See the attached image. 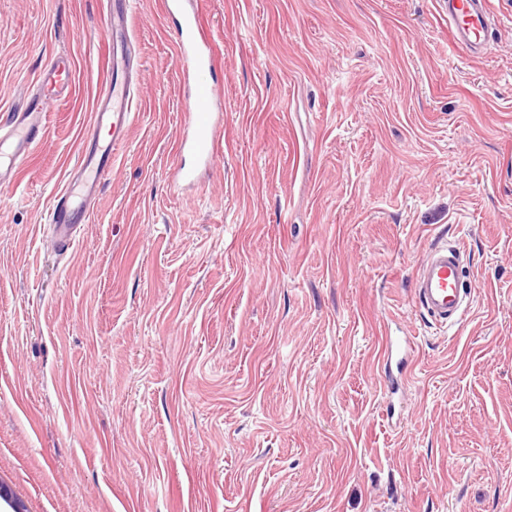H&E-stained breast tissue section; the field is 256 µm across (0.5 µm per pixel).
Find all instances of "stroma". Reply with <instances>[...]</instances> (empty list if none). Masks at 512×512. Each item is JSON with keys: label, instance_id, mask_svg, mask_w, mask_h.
I'll return each instance as SVG.
<instances>
[{"label": "stroma", "instance_id": "stroma-1", "mask_svg": "<svg viewBox=\"0 0 512 512\" xmlns=\"http://www.w3.org/2000/svg\"><path fill=\"white\" fill-rule=\"evenodd\" d=\"M206 0L223 160L170 172L179 15L133 0L141 99L72 249L48 211L106 76L102 0H0V113L73 62L0 186V484L24 512H512V0ZM475 285L416 307L434 243ZM416 338L405 388L376 366ZM455 45L468 56L480 54L492 32L488 0H442ZM464 250L438 242L429 247L417 266L414 292L420 308L438 326L460 323L469 308L472 284L463 275ZM386 331L384 336L382 358L377 365V371L388 391L393 390L397 379L394 378L391 362L393 356L398 357L397 369H407L409 365V357L413 350V342L411 339L404 337L402 339H392Z\"/></svg>", "mask_w": 512, "mask_h": 512}]
</instances>
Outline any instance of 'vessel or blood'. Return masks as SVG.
Returning a JSON list of instances; mask_svg holds the SVG:
<instances>
[{"instance_id":"vessel-or-blood-1","label":"vessel or blood","mask_w":512,"mask_h":512,"mask_svg":"<svg viewBox=\"0 0 512 512\" xmlns=\"http://www.w3.org/2000/svg\"><path fill=\"white\" fill-rule=\"evenodd\" d=\"M455 45L467 55L480 54L492 32L493 13L488 0H442ZM132 0H107L101 25L109 43L106 88L82 137L77 163L67 173L48 216L49 230L59 250H68L82 224L91 217L90 206L101 192L112 168L115 151L124 145L136 116L138 63L131 52ZM165 13L182 11L176 50L182 74L192 92L183 101L184 120L178 153L194 155L201 165L214 167L222 160L224 114L214 86L219 65L214 41L201 27V12H183V0H162ZM72 65L56 57L20 108L0 114V182H12L42 145L50 100L71 91ZM460 246L443 242L429 247L417 266L414 292L420 308L440 327L460 323L469 308L472 284L463 275ZM413 350L409 338H385L377 370L386 388H394V369H405Z\"/></svg>"}]
</instances>
